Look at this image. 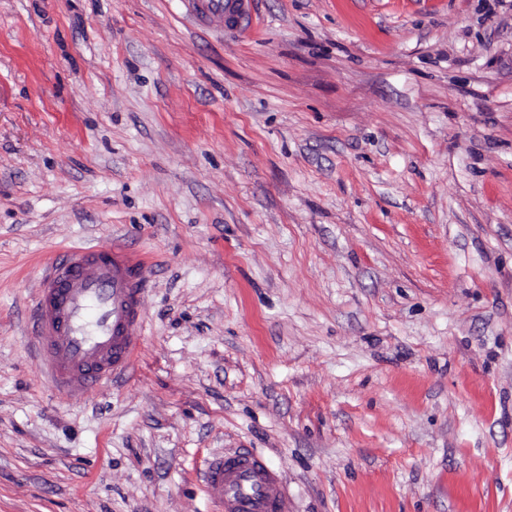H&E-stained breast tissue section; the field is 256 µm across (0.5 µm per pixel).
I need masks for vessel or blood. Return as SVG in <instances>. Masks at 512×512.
Returning a JSON list of instances; mask_svg holds the SVG:
<instances>
[{
    "mask_svg": "<svg viewBox=\"0 0 512 512\" xmlns=\"http://www.w3.org/2000/svg\"><path fill=\"white\" fill-rule=\"evenodd\" d=\"M196 15L223 21L247 15L252 0H188ZM144 261L120 244L67 249L44 270L30 309V333L45 374L62 397H87L125 377L141 346ZM203 482L218 512H282V484L252 452L214 455Z\"/></svg>",
    "mask_w": 512,
    "mask_h": 512,
    "instance_id": "b4317fda",
    "label": "vessel or blood"
}]
</instances>
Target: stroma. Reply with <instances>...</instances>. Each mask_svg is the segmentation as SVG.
<instances>
[{
  "instance_id": "stroma-1",
  "label": "stroma",
  "mask_w": 512,
  "mask_h": 512,
  "mask_svg": "<svg viewBox=\"0 0 512 512\" xmlns=\"http://www.w3.org/2000/svg\"><path fill=\"white\" fill-rule=\"evenodd\" d=\"M147 265L130 375L44 378V266ZM512 512V0H0V512ZM192 6V11L199 16L201 19L203 15L208 18L210 23L213 22H224V17L231 13L232 8L240 13L242 21L248 18V9L251 6V0H238L235 4L231 5L226 0H206L200 2L199 0H183ZM202 474L205 486L217 492V512H282L280 477L260 455H213Z\"/></svg>"
}]
</instances>
